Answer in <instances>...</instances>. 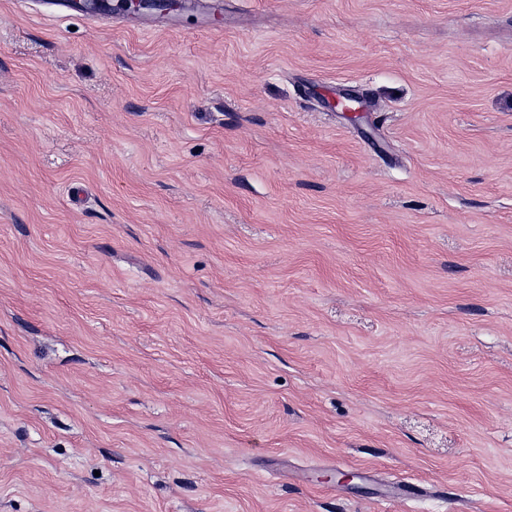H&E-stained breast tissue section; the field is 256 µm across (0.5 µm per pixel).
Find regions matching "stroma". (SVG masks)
Here are the masks:
<instances>
[{"label":"stroma","mask_w":512,"mask_h":512,"mask_svg":"<svg viewBox=\"0 0 512 512\" xmlns=\"http://www.w3.org/2000/svg\"><path fill=\"white\" fill-rule=\"evenodd\" d=\"M0 512H512V0H0ZM123 6L140 14H165L167 11L177 10L179 4L175 0H123Z\"/></svg>","instance_id":"1"}]
</instances>
